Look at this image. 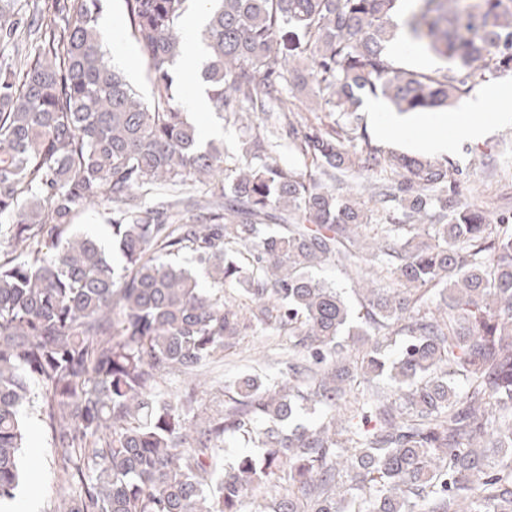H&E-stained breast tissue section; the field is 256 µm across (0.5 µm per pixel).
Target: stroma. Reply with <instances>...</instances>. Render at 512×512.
<instances>
[{"label": "stroma", "mask_w": 512, "mask_h": 512, "mask_svg": "<svg viewBox=\"0 0 512 512\" xmlns=\"http://www.w3.org/2000/svg\"><path fill=\"white\" fill-rule=\"evenodd\" d=\"M98 27L104 42L115 55L117 65L127 72L142 92H149L146 67L139 47L125 24L122 0H102ZM502 108L501 100L490 98L479 112L443 109L400 116L390 109L380 117L363 107L359 110V116L373 143L387 153L433 161L440 157L439 152L428 145L434 127L445 126L449 134L458 136L459 142L448 157L463 171V196L469 201H487L490 206L488 218L493 221L497 218L498 210L512 209V120L499 121L498 114ZM275 109L276 105L272 102L267 103L265 110L261 111L255 109L250 101L244 100L239 103V115L234 119L225 121L208 111L195 116L194 121L201 126L217 127L225 151L235 153L250 133L266 125L268 113ZM384 118L399 120L400 130L397 134L388 138L377 136L376 127ZM473 124L483 125L484 135L475 141L460 138V131ZM280 352L279 337H247L235 349L227 352L223 363L210 372L213 388L200 393L201 404L207 408L217 405L221 399L219 386L255 365L263 356L274 357ZM26 430L27 440L22 458L25 466L31 468L34 479L29 486L22 488L12 509L13 512H52L60 491L50 435L46 424L34 411L26 419Z\"/></svg>", "instance_id": "stroma-1"}]
</instances>
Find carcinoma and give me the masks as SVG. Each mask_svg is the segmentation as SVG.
<instances>
[{
  "mask_svg": "<svg viewBox=\"0 0 512 512\" xmlns=\"http://www.w3.org/2000/svg\"><path fill=\"white\" fill-rule=\"evenodd\" d=\"M100 2L0 0V510L29 479L36 383L56 512H512V210L490 223L448 160L298 129L285 95L340 118L367 96L457 108L512 73V0H205L211 110L262 92L312 170L259 130L242 165L202 142L176 89L192 0H123L148 102L112 66ZM399 29L440 65L389 54ZM360 170L381 177L373 214L325 183ZM99 205L119 264L73 230ZM332 265L357 306L313 275ZM269 333L276 376L199 405L206 369ZM230 440L260 452L226 468ZM276 128H278L277 136L279 144L277 153L274 155L276 161L285 167H304V158L298 152H296L290 144V140L288 139V128L284 127L281 129L277 124Z\"/></svg>",
  "mask_w": 512,
  "mask_h": 512,
  "instance_id": "cac0c4a2",
  "label": "carcinoma"
}]
</instances>
